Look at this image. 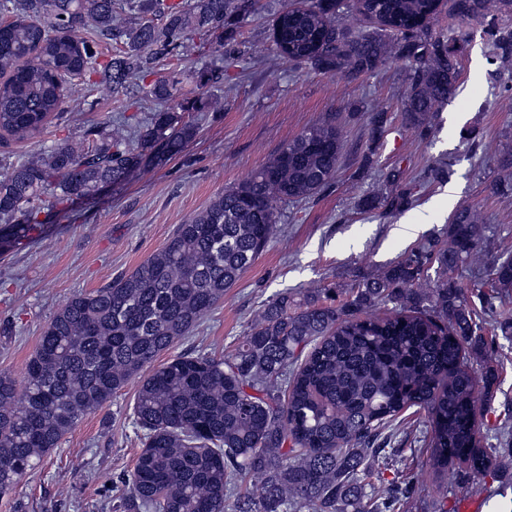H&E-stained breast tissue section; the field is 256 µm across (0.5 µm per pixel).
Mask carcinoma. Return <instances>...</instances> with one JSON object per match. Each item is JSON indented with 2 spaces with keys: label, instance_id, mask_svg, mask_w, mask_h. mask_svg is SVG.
Returning a JSON list of instances; mask_svg holds the SVG:
<instances>
[{
  "label": "carcinoma",
  "instance_id": "obj_1",
  "mask_svg": "<svg viewBox=\"0 0 512 512\" xmlns=\"http://www.w3.org/2000/svg\"><path fill=\"white\" fill-rule=\"evenodd\" d=\"M487 0H454L460 20L485 16ZM374 27L352 36L337 24L342 0H305L278 13L274 52L348 79L391 58L408 66L407 122L428 131L458 81L455 45L434 29V0H352ZM253 0H0V132L24 139L67 111V81L83 77L118 95L135 79L151 105L137 129L106 120L81 145L57 142L0 174V222L11 236L37 223L44 196L84 199L99 185L126 183L166 162L197 128L189 106L168 104L184 82L206 92L218 68L180 78L156 59L173 56L203 32L222 43ZM85 25L121 44L103 58L76 36ZM491 57L512 62V26L487 31ZM339 128L315 124L283 144L247 179L224 190L158 252L105 287L69 297L47 324L22 380L0 371V497L114 394L135 381L132 417L143 449L114 512H399L412 486L379 479L370 455L398 452L381 429L418 408L430 427V460H458L483 482L497 449L478 436L486 411L478 393L497 384L495 339H484L458 267L476 255L482 230L470 209L456 211L446 242L430 239L380 274H367L344 300L329 288L302 299L283 292L230 354L156 358L188 335L268 246L283 203L314 197L333 182ZM397 190L364 195L359 207L394 213L414 189L394 171ZM434 270L432 291H420ZM489 288H512V257L483 271ZM383 315H366L380 304ZM482 362L473 368L472 360ZM264 476L253 488L247 478Z\"/></svg>",
  "mask_w": 512,
  "mask_h": 512
}]
</instances>
